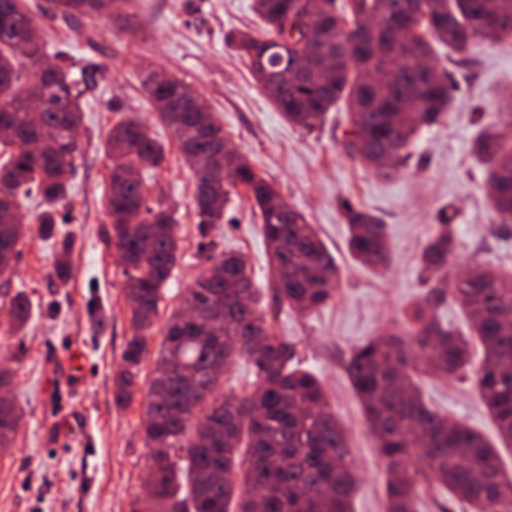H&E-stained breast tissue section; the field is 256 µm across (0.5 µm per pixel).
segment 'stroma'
Wrapping results in <instances>:
<instances>
[{
  "instance_id": "obj_1",
  "label": "stroma",
  "mask_w": 512,
  "mask_h": 512,
  "mask_svg": "<svg viewBox=\"0 0 512 512\" xmlns=\"http://www.w3.org/2000/svg\"><path fill=\"white\" fill-rule=\"evenodd\" d=\"M253 0H136L128 16L76 25L39 16L48 54L67 62L94 59L97 86L84 97V118L71 193L72 215L64 233L76 241L72 273L57 280V247L39 233V202L23 199L26 226L9 286L0 285V362L12 371L8 395L23 412L14 445L0 450V512H135L150 449L143 434L144 395L124 409L112 404V370L122 358L130 322L125 278L108 247L106 214L110 160L106 134L119 116L146 120L166 149L158 177L175 205L181 256L159 303L165 323L203 269L197 253L195 177L184 165L169 131L152 119L141 83L144 65L184 79L224 127L225 138L254 169L305 214L337 265L335 297L327 306L299 314L279 303L270 279L260 220L245 198L229 204L210 238L217 252L241 251L263 290L264 312L275 335L291 343L301 366L323 382L329 410L346 430L358 475L353 512H386L385 469L353 392L343 362L369 338L394 330L405 304L424 292L417 275L419 252L440 208L457 209L458 261L512 273V230L488 208L486 186L470 155L476 132L502 110L498 92L512 84V41L475 45L469 63L449 65L448 50L436 46L440 65L457 85L452 115L423 129L408 167L378 178L353 161L341 144L348 124L331 112L323 128L288 124L254 80L248 63L224 44L232 29L262 26ZM383 219L391 242L386 270L354 261L341 201ZM25 291L32 308L26 328L7 331L8 292ZM71 345L82 357L83 385L65 392L71 365L62 356ZM414 380L425 402L440 414L467 423L487 440L497 431L464 375Z\"/></svg>"
}]
</instances>
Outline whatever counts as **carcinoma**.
<instances>
[{
  "label": "carcinoma",
  "mask_w": 512,
  "mask_h": 512,
  "mask_svg": "<svg viewBox=\"0 0 512 512\" xmlns=\"http://www.w3.org/2000/svg\"><path fill=\"white\" fill-rule=\"evenodd\" d=\"M368 25L349 29V5L336 0H254L264 27L229 32L224 42L246 59L267 97L289 123L313 130L339 102L349 112L346 153L379 177L407 166L417 131L449 117L455 85L446 69L429 72L398 55L394 34L417 28L418 54L435 58L433 43L448 48L453 64L469 61L486 39H512V0H357ZM54 14L102 19V0H53ZM34 67L23 79L17 47ZM311 49L334 59L286 79L284 58ZM46 57L38 26L20 0H0V277L14 268L24 227L18 198L41 199L37 223L46 236L67 223L57 204L70 192L68 176L79 152L71 128L83 118L82 98L96 65L41 66ZM145 75L143 87L156 121L171 130L177 150L196 177L198 249L206 268L162 328V349L144 404V437L151 463L143 479L141 512H351L357 476L347 434L328 410L319 377L293 365L292 344L275 335L260 304L261 291L247 257H214L209 228L220 224L231 197L253 201L269 256L275 297L304 314L334 298L336 264L304 215L258 174L245 155L224 149V128L188 96L189 84ZM43 101L41 123L29 112L26 87ZM40 146L30 148L32 140ZM501 224H512V141L488 124L471 142ZM111 161L106 209L108 245L124 259L131 335L112 372V403L129 406L140 393L146 338L153 334L162 289L180 257L181 238L164 194L148 197L143 163L163 168L164 146L139 118L117 121L106 136ZM350 255L375 270L386 268L387 225L348 201ZM136 212L137 224L127 223ZM458 248L448 210L421 250L419 278L426 295L405 311L394 333L357 347L345 370L360 399L386 468L388 512H415L431 478L473 512H512V478L497 447L459 421L430 408L414 382L418 371L446 377L469 374L471 388L512 447V275L475 266L453 270ZM74 247L60 242L54 275L69 273ZM463 310L469 333L444 324L437 310L448 300ZM10 328L29 315L23 291L10 297ZM482 358L471 365L472 340ZM237 359L253 369V389L221 392L224 372ZM21 410L0 398V448L15 441Z\"/></svg>",
  "instance_id": "obj_1"
}]
</instances>
